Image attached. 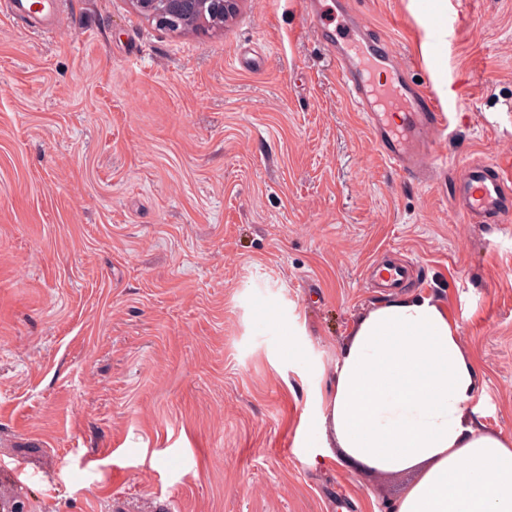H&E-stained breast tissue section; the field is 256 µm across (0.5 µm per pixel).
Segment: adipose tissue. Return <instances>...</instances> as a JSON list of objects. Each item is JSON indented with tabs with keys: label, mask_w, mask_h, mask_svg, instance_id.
Listing matches in <instances>:
<instances>
[{
	"label": "adipose tissue",
	"mask_w": 512,
	"mask_h": 512,
	"mask_svg": "<svg viewBox=\"0 0 512 512\" xmlns=\"http://www.w3.org/2000/svg\"><path fill=\"white\" fill-rule=\"evenodd\" d=\"M427 296L383 302L355 327L317 405L321 437L385 472L419 469L396 512H512V437L468 409L477 368Z\"/></svg>",
	"instance_id": "ef3b65f1"
}]
</instances>
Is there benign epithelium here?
<instances>
[{
    "instance_id": "7a95c632",
    "label": "benign epithelium",
    "mask_w": 512,
    "mask_h": 512,
    "mask_svg": "<svg viewBox=\"0 0 512 512\" xmlns=\"http://www.w3.org/2000/svg\"><path fill=\"white\" fill-rule=\"evenodd\" d=\"M139 14L170 30L203 32L231 19L241 0H128Z\"/></svg>"
}]
</instances>
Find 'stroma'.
I'll return each instance as SVG.
<instances>
[{
	"label": "stroma",
	"mask_w": 512,
	"mask_h": 512,
	"mask_svg": "<svg viewBox=\"0 0 512 512\" xmlns=\"http://www.w3.org/2000/svg\"><path fill=\"white\" fill-rule=\"evenodd\" d=\"M451 106L448 167L512 158V0H334ZM0 17V512H394L418 470L323 455L357 323L427 295L512 435V222L396 172L299 0L160 27ZM419 284L367 287L389 253Z\"/></svg>",
	"instance_id": "35a3bbf8"
}]
</instances>
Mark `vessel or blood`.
<instances>
[{"mask_svg": "<svg viewBox=\"0 0 512 512\" xmlns=\"http://www.w3.org/2000/svg\"><path fill=\"white\" fill-rule=\"evenodd\" d=\"M5 9L11 17L28 19L31 27L43 33L55 30L56 0H41L36 9L29 0H6ZM336 27V40L329 48L337 79L355 110L361 112L384 159L417 179L425 178L431 168L447 169L448 116L428 85L410 87L405 67L395 62L392 52L377 53L350 18L341 17ZM381 68L386 77L378 84L372 74ZM392 112L399 115L394 125L388 119ZM452 189L465 223L512 220V166L499 161L462 166ZM365 275L371 287L383 289L402 288L412 280L407 264L389 259L368 262Z\"/></svg>", "mask_w": 512, "mask_h": 512, "instance_id": "1", "label": "vessel or blood"}]
</instances>
